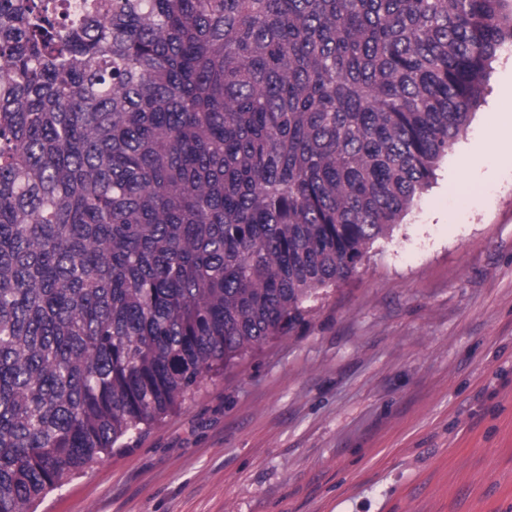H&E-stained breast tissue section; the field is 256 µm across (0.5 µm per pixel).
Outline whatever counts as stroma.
Returning a JSON list of instances; mask_svg holds the SVG:
<instances>
[{"mask_svg":"<svg viewBox=\"0 0 512 512\" xmlns=\"http://www.w3.org/2000/svg\"><path fill=\"white\" fill-rule=\"evenodd\" d=\"M512 50L357 273L38 512H512ZM494 180L460 182L459 154ZM499 114L490 112L484 140L492 153L509 158L512 157V114L508 117Z\"/></svg>","mask_w":512,"mask_h":512,"instance_id":"1","label":"stroma"}]
</instances>
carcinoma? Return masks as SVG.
<instances>
[{
  "mask_svg": "<svg viewBox=\"0 0 512 512\" xmlns=\"http://www.w3.org/2000/svg\"><path fill=\"white\" fill-rule=\"evenodd\" d=\"M509 45L512 0H0V512L354 274Z\"/></svg>",
  "mask_w": 512,
  "mask_h": 512,
  "instance_id": "obj_1",
  "label": "carcinoma"
}]
</instances>
